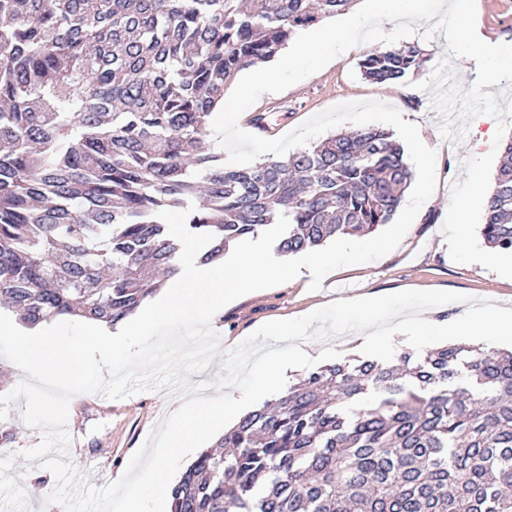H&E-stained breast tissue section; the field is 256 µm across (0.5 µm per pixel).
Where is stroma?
I'll return each instance as SVG.
<instances>
[{"label": "stroma", "mask_w": 512, "mask_h": 512, "mask_svg": "<svg viewBox=\"0 0 512 512\" xmlns=\"http://www.w3.org/2000/svg\"><path fill=\"white\" fill-rule=\"evenodd\" d=\"M477 20L491 41L512 44V0H477ZM427 27V21L416 22V32L410 37L411 42L423 49L426 61L407 82L381 85L367 81L359 68L365 53L359 50L338 56L318 73L283 92L263 94L241 116L239 124L244 127L253 114L264 115L266 136L272 139L338 103L376 100L391 104L409 113L427 146L435 150L436 188L399 245L383 258L332 272L316 292L290 281L225 306L214 317L222 348L235 346L271 320L300 317L340 299L408 289L463 293L512 309V279L478 264L455 263L442 233L451 188L466 177L464 160L486 154L488 148L480 144L473 131L459 142L441 137L438 130L441 118L431 108L430 95L417 87L418 82L430 77L446 52L443 33H436L430 41L424 39ZM175 407V401L162 392L118 400L98 394L73 397L69 403L68 431L76 443L74 463L81 467L86 460L96 461V468L87 472L95 486L118 479L132 454ZM24 408V401L12 403L8 417L0 420V446L16 455L14 470L22 475L33 512H39L44 497L55 486V478L49 470L20 456L22 450L40 441L39 430L28 427L22 419Z\"/></svg>", "instance_id": "obj_1"}]
</instances>
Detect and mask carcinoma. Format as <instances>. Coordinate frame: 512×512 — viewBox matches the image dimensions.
Wrapping results in <instances>:
<instances>
[{
	"instance_id": "1",
	"label": "carcinoma",
	"mask_w": 512,
	"mask_h": 512,
	"mask_svg": "<svg viewBox=\"0 0 512 512\" xmlns=\"http://www.w3.org/2000/svg\"><path fill=\"white\" fill-rule=\"evenodd\" d=\"M355 0H0V309L115 328L180 270L157 212L195 206L207 260L284 214L278 253L390 223L412 172L360 128L227 168L204 147L236 75ZM405 43L361 60L399 84ZM512 253V141L484 211ZM171 490V512H512V350L469 343L400 365L324 366L243 416Z\"/></svg>"
}]
</instances>
